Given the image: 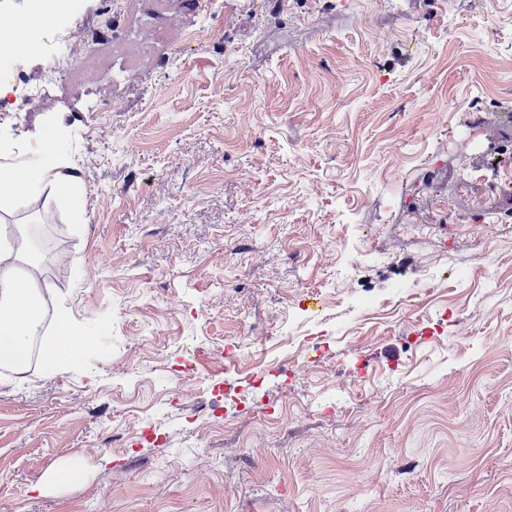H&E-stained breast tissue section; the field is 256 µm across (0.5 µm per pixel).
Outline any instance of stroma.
Wrapping results in <instances>:
<instances>
[{"label": "stroma", "mask_w": 512, "mask_h": 512, "mask_svg": "<svg viewBox=\"0 0 512 512\" xmlns=\"http://www.w3.org/2000/svg\"><path fill=\"white\" fill-rule=\"evenodd\" d=\"M126 10L132 81L0 112V166L47 131L77 177L6 222L51 213L48 306L97 336L0 383V512H512V223L487 268L466 181L512 155L462 131L512 127V0Z\"/></svg>", "instance_id": "obj_1"}]
</instances>
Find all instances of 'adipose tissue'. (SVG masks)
Masks as SVG:
<instances>
[{
  "label": "adipose tissue",
  "instance_id": "ef3b65f1",
  "mask_svg": "<svg viewBox=\"0 0 512 512\" xmlns=\"http://www.w3.org/2000/svg\"><path fill=\"white\" fill-rule=\"evenodd\" d=\"M61 159L48 157L35 170L16 173L0 170V206L28 197L38 186L49 185L58 193H68L75 177L64 172ZM9 226H0V367L23 373L33 344H40L45 365L57 371L74 355L90 349L94 334L77 328L65 309L48 316L45 299L36 284L34 273H24L20 264L29 255L14 249Z\"/></svg>",
  "mask_w": 512,
  "mask_h": 512
}]
</instances>
